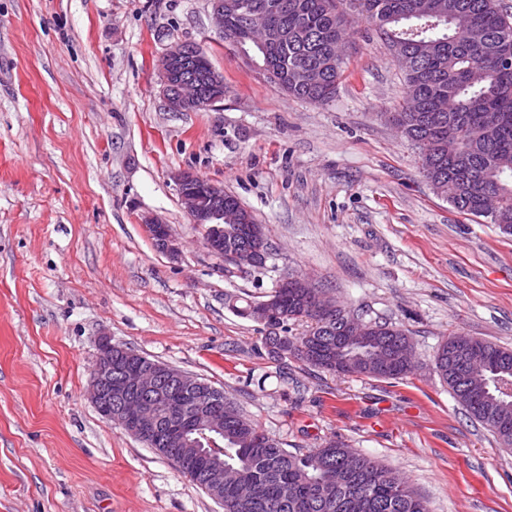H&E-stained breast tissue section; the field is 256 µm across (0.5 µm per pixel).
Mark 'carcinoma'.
Listing matches in <instances>:
<instances>
[{
    "label": "carcinoma",
    "instance_id": "1",
    "mask_svg": "<svg viewBox=\"0 0 512 512\" xmlns=\"http://www.w3.org/2000/svg\"><path fill=\"white\" fill-rule=\"evenodd\" d=\"M224 42L253 46L262 69L288 75L286 92L300 100L324 104L336 92L345 60L338 52L339 35L356 20L372 24L389 47L405 48L414 74L404 76L406 96L396 112L406 138L418 151L422 173L431 183L448 185V177L471 175L495 196L494 224L512 227V69L490 64L495 56L512 57V13L501 0H432L430 14L415 8L416 0H224ZM269 9L274 28L288 41L266 49L252 45L245 16ZM488 108L503 114L501 125L487 129L481 114ZM452 207L487 216L484 196L473 194ZM274 321L262 337L269 349L279 339L301 343L312 335L325 354L310 369L396 380L412 373L399 346L412 339L409 331L387 321L357 315L366 336L336 345L343 316L325 322L310 310V289L295 284L275 288ZM308 324L301 335L292 326ZM469 348L485 358L476 373L454 372V358ZM434 369L448 385L468 417L493 432L503 448L512 449V349L462 334L438 346ZM265 432L239 408L224 421L219 460L224 472L252 486L242 495L235 484H224V512H430L428 500L393 469L349 448L341 440L330 447L294 454L273 439L262 446ZM177 471L196 485L203 482L208 461L185 448L162 452Z\"/></svg>",
    "mask_w": 512,
    "mask_h": 512
}]
</instances>
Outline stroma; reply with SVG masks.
<instances>
[{"mask_svg":"<svg viewBox=\"0 0 512 512\" xmlns=\"http://www.w3.org/2000/svg\"><path fill=\"white\" fill-rule=\"evenodd\" d=\"M204 45L224 100L171 112L156 64ZM324 105L296 99L225 43L209 0H0V512H224L103 418L87 389L98 339L224 388L288 451L338 438L404 476L431 512H512V452L432 368L454 333L512 347V236L456 211L391 114L404 76L359 21ZM222 183L274 247L225 269L173 176ZM181 242L171 257L143 219ZM348 310L408 329L400 381L291 363L283 383L260 300L289 272Z\"/></svg>","mask_w":512,"mask_h":512,"instance_id":"stroma-1","label":"stroma"}]
</instances>
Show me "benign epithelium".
Segmentation results:
<instances>
[{"instance_id":"1","label":"benign epithelium","mask_w":512,"mask_h":512,"mask_svg":"<svg viewBox=\"0 0 512 512\" xmlns=\"http://www.w3.org/2000/svg\"><path fill=\"white\" fill-rule=\"evenodd\" d=\"M262 11L254 12L247 19V27L253 42L266 47L278 39V34L260 23ZM191 55L187 43L171 45L159 58L157 73L162 85L163 100L172 112H193L198 107L200 93L186 88L192 82L181 77ZM204 82L211 90L207 105L215 106L224 100V76L214 67L207 66ZM199 175L192 171H180L174 176L177 192L184 203L192 223L204 230V244L208 251L225 258L242 271L259 269L266 257L258 244L249 240L233 251L224 253V225L243 220L239 210L224 204V185L209 179L197 182ZM145 227L156 245L171 256L180 252V243L171 225L158 215L144 219ZM314 309L325 320L336 318V305L320 294L314 295ZM123 359L131 366L124 369L117 381H112V360ZM88 395L91 403L105 419L119 425L128 434L142 442L159 441L162 446L192 444L186 427V408L203 411V421L198 430L203 432L212 448L219 447L215 435L224 434V398L206 383L188 372L169 364L151 360L135 350L112 342L111 337L99 340L96 361L90 375ZM171 404L172 414L168 423H162L157 413L159 401ZM203 490L219 504H224V467L218 463L208 466Z\"/></svg>"}]
</instances>
